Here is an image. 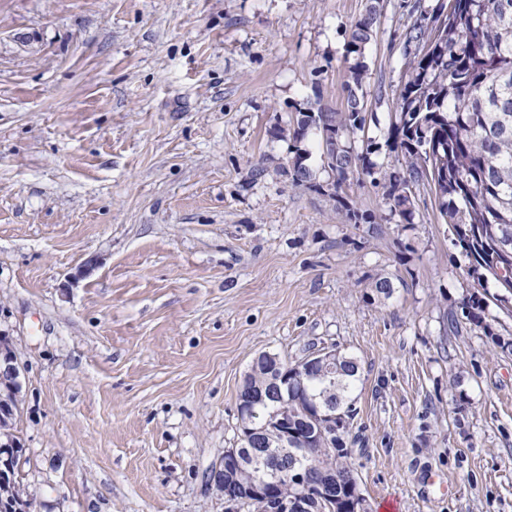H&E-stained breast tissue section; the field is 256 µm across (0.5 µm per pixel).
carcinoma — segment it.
Returning a JSON list of instances; mask_svg holds the SVG:
<instances>
[{"label": "carcinoma", "mask_w": 512, "mask_h": 512, "mask_svg": "<svg viewBox=\"0 0 512 512\" xmlns=\"http://www.w3.org/2000/svg\"><path fill=\"white\" fill-rule=\"evenodd\" d=\"M380 14L381 0H365L346 31L348 75L341 107L307 98L294 104L288 129H273L277 136L288 133L291 142L285 173L291 184L336 200L345 220L356 227L377 223L375 213L359 210L345 192L356 177L365 176L382 190L401 224L414 223L421 193L434 194L452 241L461 249L470 282L462 301L463 319L489 334V304L512 313V304L500 299H512V279L499 275L506 260L494 248L497 238L512 240V0H440L430 16H416L402 38L407 69L389 113L385 143L369 138L358 148L351 135L379 125L376 113L367 111L363 86L369 71L366 50ZM327 130L336 138L325 137ZM313 137L327 181L320 180L310 164ZM384 146L396 155L398 165L379 161ZM402 285L403 278L378 273L368 288L371 297L388 300ZM359 378L360 362L347 352L336 354V372L329 376L317 369L289 377L281 385L282 399L268 398L255 407L248 424L251 432L240 429L236 452L250 451L248 440L256 435L276 446L272 422L284 417L288 428L297 431L293 440L312 449L313 458L327 460L326 468L312 469L313 479L342 490L349 504L359 501L347 448L350 431L334 435L317 420L331 407L353 426V392ZM275 379L266 364H252L238 399L266 392ZM19 462L15 449L13 482L0 491V508L29 497Z\"/></svg>", "instance_id": "carcinoma-1"}]
</instances>
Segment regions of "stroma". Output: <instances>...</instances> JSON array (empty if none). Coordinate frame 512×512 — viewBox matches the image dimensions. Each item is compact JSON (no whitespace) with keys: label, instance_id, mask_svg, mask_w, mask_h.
<instances>
[{"label":"stroma","instance_id":"1","mask_svg":"<svg viewBox=\"0 0 512 512\" xmlns=\"http://www.w3.org/2000/svg\"><path fill=\"white\" fill-rule=\"evenodd\" d=\"M417 3L436 0L382 2L381 125L355 142L386 133ZM363 6L0 0V336L36 512H226L207 475L240 445L252 360L323 347L361 362L348 446L372 512H512V317L444 334L469 288L433 195L406 227L353 180L382 222L347 224L272 134L297 100L341 106ZM379 272L395 298L367 299ZM7 338L6 336L0 338V385L1 383L10 384L12 379L18 382L21 373L17 355Z\"/></svg>","mask_w":512,"mask_h":512}]
</instances>
